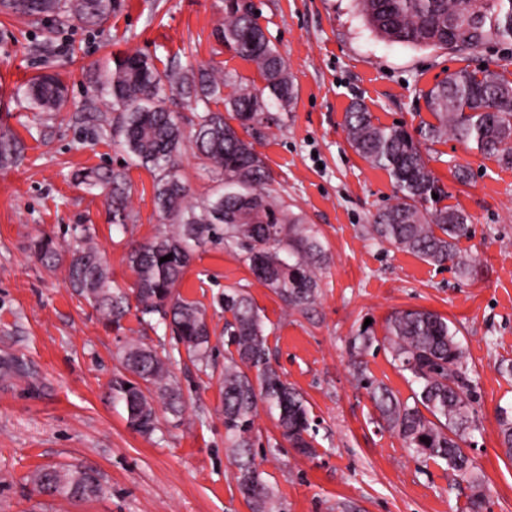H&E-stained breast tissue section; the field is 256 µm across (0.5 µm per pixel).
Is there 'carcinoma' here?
I'll return each mask as SVG.
<instances>
[{"label": "carcinoma", "mask_w": 512, "mask_h": 512, "mask_svg": "<svg viewBox=\"0 0 512 512\" xmlns=\"http://www.w3.org/2000/svg\"><path fill=\"white\" fill-rule=\"evenodd\" d=\"M367 24L392 43L466 50L494 35L512 39V0H357ZM114 0H0V11L35 22L63 26L77 21L87 27L112 14ZM224 46L254 63L265 86L242 85L230 72L199 71L198 78L182 72L165 76L139 53L115 55L101 83V94L112 99L114 114L98 115L100 128L122 146L129 160L155 174L154 200L163 224L151 240L130 248L133 288L112 286L108 264L93 243L87 224L71 228L75 239L67 269L70 287L117 329L134 310L141 321L157 320L170 331L188 356L208 364L211 331L206 309L182 297L177 288L193 260L194 247L211 243L241 256L254 276L293 310L305 311L317 297V272L325 260L320 234L304 217L270 194V173L255 150L254 132L274 121L270 102L291 108L293 76L283 57L270 45L254 19L253 3L224 0ZM24 95L32 109L57 112L65 87L55 75L32 79ZM195 105L193 134L186 136L178 115L166 106L169 96ZM434 118L413 136L403 125L374 123L366 107L355 104L346 114L350 147L372 166L385 170L396 189L394 202L373 217L371 239L408 251L425 261L456 268L460 276L473 272L471 261L458 249L472 234L469 215L460 208L439 206L446 196L423 155L422 146L452 137L482 154L512 164V81L491 69H461L422 92ZM224 102V112L211 104ZM237 121L233 126L231 121ZM246 136H240L238 130ZM191 142L224 191L191 199L177 173V158ZM21 146L0 135V163L18 160ZM76 179L88 188L106 191L112 225L126 230L136 221L123 188L120 169L88 168ZM438 198H433L432 194ZM37 259L51 268L59 260L56 242L41 237L32 244ZM172 255L170 260L160 258ZM385 336L394 363L416 386L413 403L372 380L361 357L375 341L371 328H360L348 350L353 374L367 390L387 427L407 447L448 469L472 486L480 483L475 464L461 443L475 430L470 416L471 393L466 353L448 320L425 309L396 311L389 316ZM224 438L234 458L239 492L252 512H281L282 506L265 483L255 462V417L259 404L277 413L282 437L307 455L315 454L308 402L275 367L267 345L264 322L251 298L240 290L224 292ZM120 369L111 381L113 402L121 405L134 431L158 430L156 402L175 416L184 409L183 393L171 371L172 356L163 349L130 341L119 353ZM34 372L20 357L0 356L1 380L31 381ZM497 421L505 455L512 459V409L500 408ZM428 441H422V438ZM41 493L88 499L104 492L97 471L41 467L31 476Z\"/></svg>", "instance_id": "obj_1"}]
</instances>
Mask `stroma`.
Instances as JSON below:
<instances>
[{
    "label": "stroma",
    "mask_w": 512,
    "mask_h": 512,
    "mask_svg": "<svg viewBox=\"0 0 512 512\" xmlns=\"http://www.w3.org/2000/svg\"><path fill=\"white\" fill-rule=\"evenodd\" d=\"M256 22L284 57L298 96L292 111L261 127L254 143L272 177L274 197L320 231L328 264L307 311L288 308L258 281L240 255L206 243L179 293L207 310L214 347L207 370L181 353L164 328L128 315L121 329L73 295L66 264L44 268L32 241H71L70 227L90 224L112 272L128 289L135 275L130 245L149 240L161 222L153 172L127 156L89 115L87 103L111 111L99 96L103 65L114 54L147 55L159 74L220 68L249 86L264 81L252 62L234 56L218 33L224 0H116L99 27L71 23L48 32L0 12V134L18 138L22 156L0 166V354L23 358L33 382L0 380V512H251L239 494L224 443L225 290L245 291L264 319L271 362L307 399L318 424L316 453H298L276 419L260 412L256 461L286 512H469V482L445 464L417 456L376 423L377 413L349 362L348 340L371 322L376 342L367 373L401 400L410 384L385 340L390 314L426 309L459 330L467 352L477 431L465 448L482 476V512H512V460L498 437L499 408L512 406V166L449 139L425 157L446 192L445 205L469 214L470 238L459 249L475 262L469 277L369 239L365 227L393 203L388 174L350 147L345 113L362 102L376 123L415 129L431 121L422 91L461 68H489L512 80V41L496 37L464 51L391 44L368 29L353 0H252ZM58 75L66 103L57 112L28 109L22 86L41 73ZM125 164L137 217L116 231L103 195L73 175ZM468 183L457 182L458 166ZM175 353L172 371L186 407H158V430L132 431L112 401L118 349L129 341ZM95 468L107 488L92 500L37 493L26 477L46 466Z\"/></svg>",
    "instance_id": "35a3bbf8"
}]
</instances>
